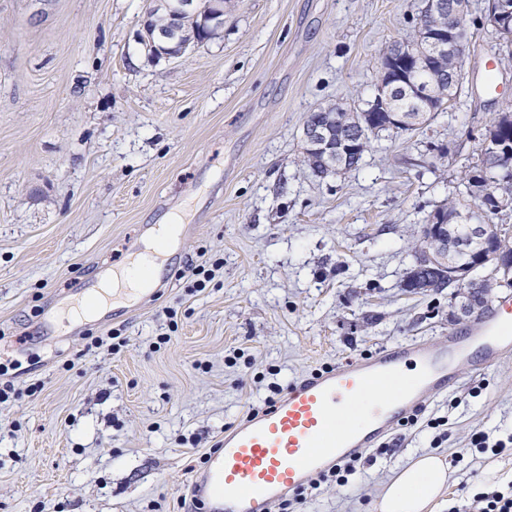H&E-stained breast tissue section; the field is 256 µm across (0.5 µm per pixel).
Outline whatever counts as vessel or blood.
<instances>
[{
    "instance_id": "obj_1",
    "label": "vessel or blood",
    "mask_w": 512,
    "mask_h": 512,
    "mask_svg": "<svg viewBox=\"0 0 512 512\" xmlns=\"http://www.w3.org/2000/svg\"><path fill=\"white\" fill-rule=\"evenodd\" d=\"M512 358V297L447 340H414L354 357L247 414L190 484L205 512H270L344 459L378 447L434 396Z\"/></svg>"
}]
</instances>
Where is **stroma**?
I'll return each mask as SVG.
<instances>
[{
	"label": "stroma",
	"instance_id": "obj_1",
	"mask_svg": "<svg viewBox=\"0 0 512 512\" xmlns=\"http://www.w3.org/2000/svg\"><path fill=\"white\" fill-rule=\"evenodd\" d=\"M150 2L0 0V381L16 391L0 404V512H184L202 458L268 382L285 390L475 321L455 289L403 280L423 216L458 175L437 147L471 153L512 102L485 0H470L453 105L323 178L303 162L309 113L372 96L375 63L413 35L420 0H229L215 38L160 58L142 43ZM170 215L196 230L145 309L105 313L78 336L37 334L53 294L123 266L139 227ZM198 265L214 277L194 292ZM426 411L448 417L442 459L471 463L451 469L433 512L488 484L491 466L512 473V454L469 444L477 429L512 433V359ZM432 437L399 429L301 512H377Z\"/></svg>",
	"mask_w": 512,
	"mask_h": 512
}]
</instances>
